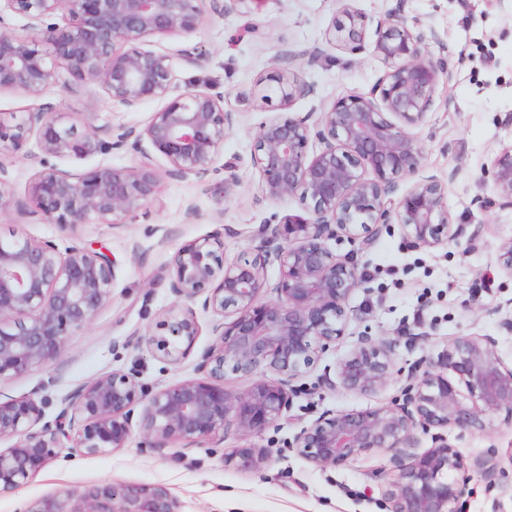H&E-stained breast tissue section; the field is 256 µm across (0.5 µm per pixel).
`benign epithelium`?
Segmentation results:
<instances>
[{"mask_svg":"<svg viewBox=\"0 0 512 512\" xmlns=\"http://www.w3.org/2000/svg\"><path fill=\"white\" fill-rule=\"evenodd\" d=\"M202 2L0 0V92L38 96L53 82L66 90L93 83L125 106L164 102L143 129L118 125L107 138L51 108L0 115V151L36 137L40 154L30 157L39 168L27 185L29 204L73 239L62 253L53 241L21 231L0 237V380L54 364L67 337L91 323L111 297L115 263L103 248L82 243L81 228L121 224L160 192L161 175L148 163L96 166L75 177L48 158L138 151L145 143L167 162L171 178H197L214 169L235 124L233 113L224 111V95L191 86L170 97V60L142 47L148 38L197 32L204 23ZM343 12L346 20L329 31L328 43L365 50V17L348 4ZM6 13L31 20L35 33L5 30ZM57 17L67 23L54 22ZM371 48L384 72L369 93L335 100L311 123L290 116L258 123L251 163L264 196L277 201L298 193L308 202V216L289 214L260 225L259 245L230 261L221 231L172 252L168 285L174 302L160 332L149 331L140 341L180 363L201 336L194 309L200 304L213 316L214 336L197 356L202 377L153 391L137 373L113 370L77 386L50 419L44 411L48 395L40 390L0 398V443H9L0 448V490L26 484L59 448L87 456L125 448L134 422L151 451L189 447L231 426L244 439L261 434L288 412L294 381L343 336L346 302L362 284L358 263L336 259L327 241L346 237L363 251L383 224L400 225L416 249L456 238L447 187L434 175H419L421 149L408 131L424 121L447 69L426 52L418 22L394 17L378 24ZM256 93L267 102H291L313 93V86L288 68L260 82ZM314 140L321 148L312 153ZM401 176L411 184L395 198ZM492 183L497 202L512 206V144L500 150ZM497 254L501 269L512 275V237L498 243ZM273 262L280 277L272 285L266 268ZM269 290L274 297L260 301ZM395 349L393 341L363 337L324 384L375 392L393 375ZM228 369L252 378L251 386L226 391ZM499 414L512 422V367L490 340L461 336L429 359L422 373L409 376L401 401L325 412L294 436L290 448L321 469L388 452L395 471L388 512H460L473 477L504 495L512 494V485L498 481L497 449L466 457L449 441L448 429L483 433L487 418ZM420 433L430 437V446L404 456ZM267 460L264 450L250 445L224 453V464L241 472H257ZM23 512H180V503L162 484L104 482L43 496Z\"/></svg>","mask_w":512,"mask_h":512,"instance_id":"1","label":"benign epithelium"}]
</instances>
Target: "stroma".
Listing matches in <instances>:
<instances>
[{"label":"stroma","mask_w":512,"mask_h":512,"mask_svg":"<svg viewBox=\"0 0 512 512\" xmlns=\"http://www.w3.org/2000/svg\"><path fill=\"white\" fill-rule=\"evenodd\" d=\"M221 2L224 9L217 12L205 0L204 23L195 34L150 38L144 47L169 57L173 94L195 81L223 92L225 111L237 113L238 120L224 138L219 160L237 164V183L226 185L220 171L190 180L165 175L159 200L124 223L83 226L82 238L104 247L117 261L112 296L91 324L69 336L55 364L0 381V394L18 397L46 382L58 401L105 373L133 367L143 383L156 389L194 377L195 358L170 364L138 342L139 335L156 330L173 301L168 288L173 249L220 228L230 259L253 248L248 230L271 216L305 214L300 196L266 199L250 164L257 123L282 110L280 102L265 104L253 96L257 80L281 71L288 52L324 50L327 58L321 64L296 68L315 92L295 99L289 110L306 118L340 97L369 92L383 65L371 52L328 46L327 32L341 16L340 0ZM351 6L366 17L371 31L391 16L421 21L428 53L442 59L447 78L425 121L413 130L422 152L420 173L447 183L448 211L465 238L481 228L479 247L468 249L464 239L416 250L396 224L382 226L366 251L345 238L329 241L337 259L358 263L363 282L348 300L343 337L297 380L286 418L251 437V444L269 455L260 472L224 465V452L243 443L235 433L190 448L146 452L134 430L125 447L111 455L59 450L28 483L0 494V512H20L45 495L102 481L165 484L178 497L181 512H386L383 493L393 475L389 453L371 452L320 469L289 451L294 435L325 412L362 411L398 401L408 372L460 336L494 340L504 364L512 363V328L505 324L512 311L502 307L512 300V277L499 271L496 251L500 239L512 236V208L486 207L493 189L484 175L502 146L512 143V0H351ZM190 50L203 55V65L185 60ZM49 105L70 122L100 129L118 124L143 128L161 107L157 101L123 106L90 83L67 91L52 83L37 97L0 92V113L37 112ZM35 148L31 141L0 155L12 195L11 206L0 215V233L22 231L63 250L70 237L44 223L26 202L35 171L29 153ZM190 205L199 213L192 221L185 214ZM363 336L396 341V372L390 381L368 394L323 386L322 377L334 375L337 359ZM448 436L471 457L490 448L502 453L512 448V424L499 416L492 417L485 432L461 436L452 429Z\"/></svg>","instance_id":"35a3bbf8"}]
</instances>
